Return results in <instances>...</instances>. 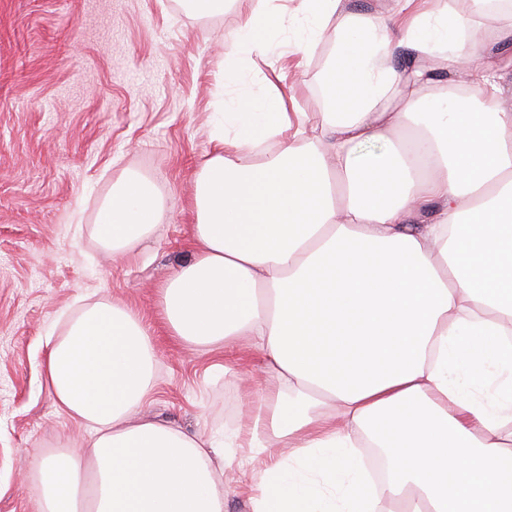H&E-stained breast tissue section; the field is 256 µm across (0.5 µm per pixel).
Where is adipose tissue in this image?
Listing matches in <instances>:
<instances>
[{"label":"adipose tissue","instance_id":"obj_1","mask_svg":"<svg viewBox=\"0 0 512 512\" xmlns=\"http://www.w3.org/2000/svg\"><path fill=\"white\" fill-rule=\"evenodd\" d=\"M259 0L224 53V82L259 32L306 24L297 46L335 40L323 117L292 122L282 97L224 102L197 179L191 260L159 287L171 335L197 346L251 337L277 384L247 443L267 456L252 512H512V83L485 36L512 42V0ZM255 165L240 163L267 140ZM387 142L378 155L360 147ZM153 186L119 181L97 239L121 255L163 217ZM149 331L101 301L45 360L60 407L90 448L48 454L30 477L39 512H224L217 470L238 435L204 442L141 416ZM372 441L387 479L367 493L355 448ZM288 456H278V449Z\"/></svg>","mask_w":512,"mask_h":512}]
</instances>
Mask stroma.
<instances>
[{
  "instance_id": "stroma-1",
  "label": "stroma",
  "mask_w": 512,
  "mask_h": 512,
  "mask_svg": "<svg viewBox=\"0 0 512 512\" xmlns=\"http://www.w3.org/2000/svg\"><path fill=\"white\" fill-rule=\"evenodd\" d=\"M231 0L204 16L187 0H0V512H37L27 474L89 429L44 381L47 338H63L83 305L125 304L154 332L157 377L142 413L189 434L248 437L272 387L245 338L209 348L170 336L158 288L193 256L196 174L225 96L279 93L288 112L320 120L322 53L302 59L303 29H270L272 53L224 84V52L249 12ZM151 182L165 218L119 259L94 227L116 183ZM236 366L225 373V363ZM219 481L224 512H252L250 475L263 465L236 448Z\"/></svg>"
}]
</instances>
